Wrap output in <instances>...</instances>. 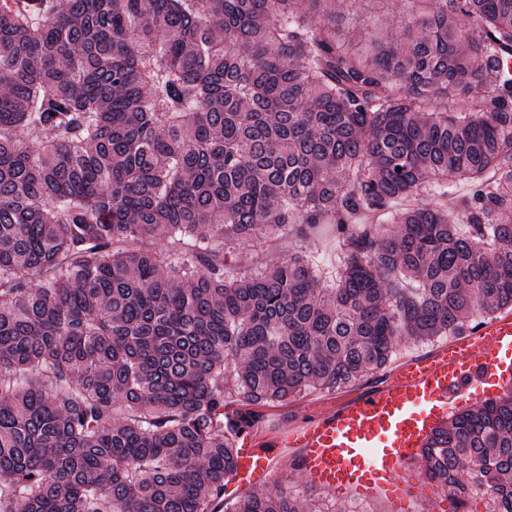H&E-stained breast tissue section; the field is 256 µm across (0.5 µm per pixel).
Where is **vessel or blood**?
Returning a JSON list of instances; mask_svg holds the SVG:
<instances>
[{
  "label": "vessel or blood",
  "instance_id": "1",
  "mask_svg": "<svg viewBox=\"0 0 512 512\" xmlns=\"http://www.w3.org/2000/svg\"><path fill=\"white\" fill-rule=\"evenodd\" d=\"M512 373V313L478 321L438 349L400 364L381 385L341 396L324 413L260 437L240 435L228 496L271 485L280 449H298V469L313 486L350 493L372 486L400 507L409 492L397 479L460 396Z\"/></svg>",
  "mask_w": 512,
  "mask_h": 512
}]
</instances>
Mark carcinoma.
<instances>
[{
	"label": "carcinoma",
	"instance_id": "cac0c4a2",
	"mask_svg": "<svg viewBox=\"0 0 512 512\" xmlns=\"http://www.w3.org/2000/svg\"><path fill=\"white\" fill-rule=\"evenodd\" d=\"M347 2L0 0V512H213L256 408L512 309V0ZM423 459L512 512V389ZM318 238L320 245L314 243H303V251L310 252L319 249L315 255L318 257L320 265H331L336 258V239L333 226L331 224H322L318 229ZM296 250H300L299 245L290 237L275 242L255 240L230 251L228 261L242 269L257 270L287 259Z\"/></svg>",
	"mask_w": 512,
	"mask_h": 512
}]
</instances>
